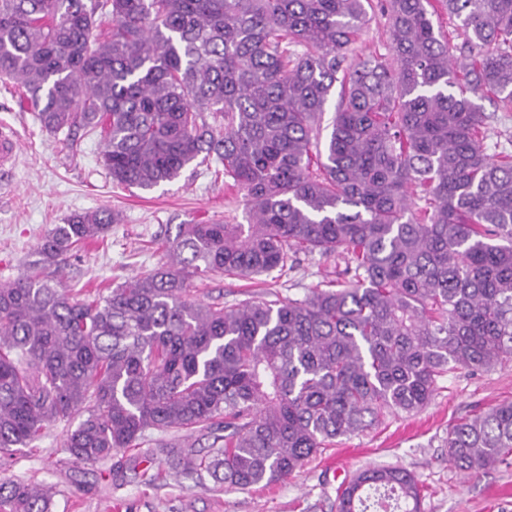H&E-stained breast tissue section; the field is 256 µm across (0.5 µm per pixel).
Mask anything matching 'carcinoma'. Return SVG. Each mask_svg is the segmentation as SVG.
<instances>
[{
  "label": "carcinoma",
  "mask_w": 512,
  "mask_h": 512,
  "mask_svg": "<svg viewBox=\"0 0 512 512\" xmlns=\"http://www.w3.org/2000/svg\"><path fill=\"white\" fill-rule=\"evenodd\" d=\"M388 56L349 58L371 0H0V78L41 128L102 139L112 181L151 190L197 158L244 192L250 223L180 224L148 272L93 295L58 275L118 217L48 228L0 285V465L61 424L97 464L146 433L199 430L170 465L272 485L336 440L411 414L455 368L512 361V153L484 148L491 99L512 112V0H378ZM458 20L450 45L432 16ZM332 130L317 127L333 89ZM299 253L350 278L301 299L188 298L193 277L254 280ZM448 462L512 456V401L453 425ZM420 512L415 476L360 472L336 512ZM52 488L0 480V512H51Z\"/></svg>",
  "instance_id": "cac0c4a2"
}]
</instances>
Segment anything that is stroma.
<instances>
[{
	"instance_id": "stroma-1",
	"label": "stroma",
	"mask_w": 512,
	"mask_h": 512,
	"mask_svg": "<svg viewBox=\"0 0 512 512\" xmlns=\"http://www.w3.org/2000/svg\"><path fill=\"white\" fill-rule=\"evenodd\" d=\"M19 147L12 171L0 175V284L16 279L46 227L74 213L109 209L121 221L103 241L70 258L63 286L77 290L117 286L154 267L163 257L165 232L180 224L221 221L245 224L243 193L227 188L204 167L189 165L175 180L143 191L121 188L101 162L99 136L84 130H42L11 82L0 80V122ZM341 259L299 255L294 269L251 282L215 273L192 281L197 300L227 305L251 293L301 298L312 288L339 280ZM512 400V363L487 371L458 368L438 378L430 403L411 416H389L378 426L341 438L306 461L287 480L268 488L219 486L171 469L154 452V438L86 464L64 448L62 425L52 424L0 478L55 486L51 512H336L338 482L373 467H403L421 487V512H512V463L465 475L448 463L445 440L458 421Z\"/></svg>"
}]
</instances>
